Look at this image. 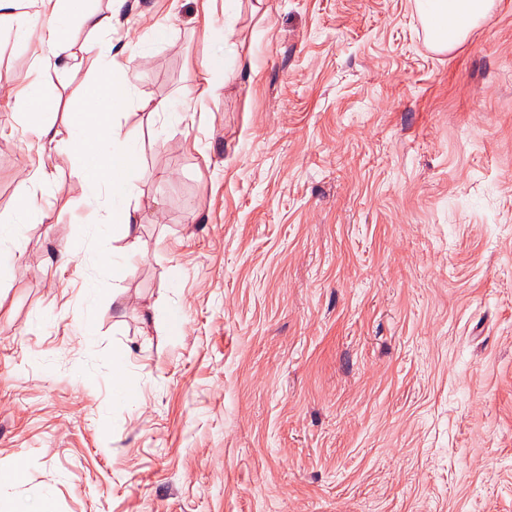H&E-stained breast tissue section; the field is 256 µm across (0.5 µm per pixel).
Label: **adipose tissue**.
Wrapping results in <instances>:
<instances>
[{
  "instance_id": "ef3b65f1",
  "label": "adipose tissue",
  "mask_w": 512,
  "mask_h": 512,
  "mask_svg": "<svg viewBox=\"0 0 512 512\" xmlns=\"http://www.w3.org/2000/svg\"><path fill=\"white\" fill-rule=\"evenodd\" d=\"M20 0H0V20L15 29L21 48L42 53L50 50L54 57L69 62L79 56L74 44L64 39V31L76 8L75 0H40L47 24L34 32ZM494 0H415L423 21L428 44L436 51H448L461 44L469 31L485 20ZM121 52L108 53L100 62L98 78L89 88L95 106L84 99L70 105L72 114L65 130L38 124L41 139L50 145H67L83 162L92 163L88 182L105 192L112 203V235L114 238L134 236L138 219L129 199L142 177L136 144L115 124L114 116L127 107L131 86L123 79Z\"/></svg>"
}]
</instances>
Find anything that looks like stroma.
I'll list each match as a JSON object with an SVG mask.
<instances>
[{
	"label": "stroma",
	"mask_w": 512,
	"mask_h": 512,
	"mask_svg": "<svg viewBox=\"0 0 512 512\" xmlns=\"http://www.w3.org/2000/svg\"><path fill=\"white\" fill-rule=\"evenodd\" d=\"M86 0L76 63L0 28V221L124 48L136 269L69 147L0 285V495L58 512H512V0L433 51L414 0ZM168 28L173 46L138 38ZM254 63L200 97L215 33ZM189 102L193 119L150 118ZM96 290L88 302L86 287ZM181 309L169 332L164 312ZM95 332L80 341L76 316ZM123 361L140 397L112 407ZM108 265L112 267V276L115 280H125L133 272L132 255L125 249L112 247Z\"/></svg>",
	"instance_id": "1"
}]
</instances>
